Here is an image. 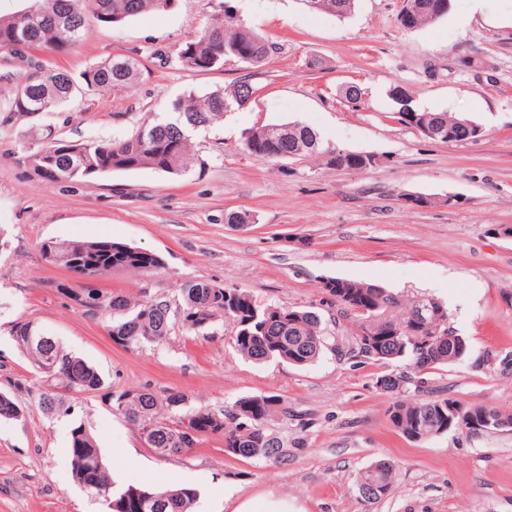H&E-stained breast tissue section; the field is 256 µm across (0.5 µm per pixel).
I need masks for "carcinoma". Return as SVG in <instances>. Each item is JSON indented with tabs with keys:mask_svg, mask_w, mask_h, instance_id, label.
<instances>
[{
	"mask_svg": "<svg viewBox=\"0 0 512 512\" xmlns=\"http://www.w3.org/2000/svg\"><path fill=\"white\" fill-rule=\"evenodd\" d=\"M28 6L9 17L0 16V54L14 58V46L20 42L30 51L47 50L67 53L85 40L90 23L96 21L118 26L149 9L163 8L169 0H27ZM354 0H321L322 12H333L340 18L351 14ZM439 14L415 13L399 20L406 30H415L442 18ZM272 51V45L230 19L227 12L219 21L203 29L175 54L178 66L196 72L224 68L231 58L247 66L261 63ZM28 70L14 81L6 98L3 121L29 124L26 135L40 136L43 144L23 155L22 163L36 176L50 182H78L115 172H133L151 168L168 174H180L193 161L204 167L206 161L196 154L191 132L207 128L226 112V106L240 105L251 83L240 81L229 90L220 89L203 96L188 91L172 100L167 116H151L123 140H94L75 143L53 136L50 129L40 131L38 121L53 108L70 102L80 85L88 88L115 89L132 86L141 76L140 61L128 56H114L86 68L82 83L68 73L58 71L44 78L42 67L33 56L24 59ZM389 97L397 105L396 112L415 120V125L456 129L454 142L470 140L467 118L447 112H418L410 103V94L396 85ZM243 147L251 155L268 160L291 159L313 154L318 149V136L302 123L267 124L245 132ZM45 260L79 275L73 261L81 259L97 266V276L114 269L149 273L158 267L151 255L140 249L111 241L72 242L57 240L54 247L43 250ZM340 287L327 293L341 305L343 313L352 317L357 332L353 336L357 356L383 368L403 363L414 374H427L465 360L471 351L468 341L448 330V311L434 299H421L410 304L407 314L399 319L389 312L401 306L399 297L374 283L337 279ZM57 291L71 300L80 294L89 299L84 312L109 320L108 335L125 336L129 345L140 346L163 341L171 326L179 320L202 322L226 317L237 326L234 346L238 352L258 363L287 362L306 366L317 361L328 348L320 315L308 309L272 306L259 302L249 291L221 284L188 281L180 288V299L163 295L142 299L122 294L105 293L81 284L74 288L56 284ZM426 308L439 313L445 322L440 330L423 325L417 315ZM13 340L26 353L33 365L50 380L61 382L68 390L99 392L112 409L139 427L147 421L155 426L153 448L162 456H181L194 447L197 437H189L181 427L185 420L195 423L199 435L224 438L228 453L245 459L278 460L283 457V443L269 432L270 424L288 417L284 399L276 395H250L236 401L229 411L197 408L186 410L178 405L182 393L169 391L161 396L147 388L114 390L97 369L83 358L65 350L54 337L31 321L18 322L12 330ZM413 377L384 373L377 387L395 397L388 407L389 421L405 437L423 440L448 432V399L410 398L406 385ZM172 417L171 423L166 417ZM72 471L77 482L94 495L93 486L110 487L109 512H193L198 491L191 487L155 490L135 485L121 486L110 476L102 453L93 437L81 424L71 431ZM394 465L380 460L367 467L357 481L358 494L373 485L378 487L375 499L387 493L392 483Z\"/></svg>",
	"mask_w": 512,
	"mask_h": 512,
	"instance_id": "carcinoma-1",
	"label": "carcinoma"
}]
</instances>
